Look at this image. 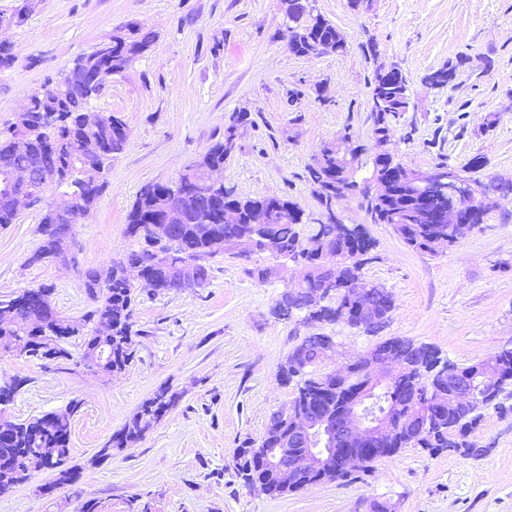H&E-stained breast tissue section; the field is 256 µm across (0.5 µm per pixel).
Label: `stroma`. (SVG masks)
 I'll return each instance as SVG.
<instances>
[{
	"mask_svg": "<svg viewBox=\"0 0 512 512\" xmlns=\"http://www.w3.org/2000/svg\"><path fill=\"white\" fill-rule=\"evenodd\" d=\"M355 12L346 0H318L346 36V53L298 57L288 49L281 0H37L26 20L0 29L14 61L0 68V127L14 120L35 89L57 80L102 39L129 26L157 33L154 46L91 102L117 112L129 138L114 160L95 207L72 228L69 264L32 262L40 244L39 209L0 225V299L46 288L58 313L81 318L93 304L83 274L140 249L127 232L140 188L174 182L224 137L235 112L249 115L223 177L242 195L289 197L305 213L320 207L306 167L321 144L345 127L369 144L370 80L376 67L400 68L410 105L390 151L403 163L461 169L512 179V0H369ZM377 44L376 56L361 49ZM453 66L447 86L423 81ZM328 87L330 105L315 100ZM301 97L289 101L290 91ZM347 224L366 225L375 241L363 278L393 298L385 327L372 336L344 324L310 327L276 319L272 309L300 275L291 260L230 252L209 259L208 284L193 293L136 291L135 355L106 375L80 361H49L0 349V382L22 380L0 416L16 422L74 408L69 436L77 479L54 487L56 473L34 470L0 496V512H512V413L487 410L475 433L486 454L430 455L407 449L374 462L362 479L325 482L272 496L244 484L237 451L260 438L271 413L287 407L295 383L280 364L309 332L334 336L329 372L376 341L408 337L436 347L457 365L512 349V194L458 244L431 254L412 250L391 225L368 223L357 197L338 205ZM272 267L264 280L256 267ZM180 399L136 445L101 453L142 403L162 387Z\"/></svg>",
	"mask_w": 512,
	"mask_h": 512,
	"instance_id": "35a3bbf8",
	"label": "stroma"
}]
</instances>
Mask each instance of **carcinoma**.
<instances>
[{
  "label": "carcinoma",
  "instance_id": "carcinoma-1",
  "mask_svg": "<svg viewBox=\"0 0 512 512\" xmlns=\"http://www.w3.org/2000/svg\"><path fill=\"white\" fill-rule=\"evenodd\" d=\"M286 33L288 46L297 56L308 55L314 42H328L334 45L336 52L343 54L347 50L346 37L331 21L322 14H301L294 10L292 0L284 2ZM156 42V35L144 32L136 27H126L119 35H111L100 42L108 50L112 67L124 63L126 56L137 50L148 51ZM371 90L383 99L382 108L370 114L374 145L384 148L392 134L393 125L409 109L408 86L401 73H387L382 68L374 70L370 81ZM91 99L64 96L57 85H44L29 95L26 114L33 126L36 140L32 154L45 170L53 172L63 170L72 164L78 156L80 143L84 136L93 133L101 136L112 135L110 154L103 157L97 172L100 184L94 188L91 201H97L105 186L106 175L112 162L126 148L128 135L116 131L107 132L104 123L111 117L108 112H96L91 109ZM63 112L70 121L60 126H44L39 123L40 115L46 112ZM247 118L230 116L224 127V140L217 141L207 153V163L213 167L224 168L225 160L235 150L239 129ZM347 133L323 143L318 155L307 166V181L320 206L329 204L336 192V162L345 160ZM356 176L361 179L388 177L392 191L384 200H374L362 196L361 206L374 224H393V229L406 245L420 251L436 253L459 243L460 237L455 224H429L421 217L420 204L412 194V188L400 182L394 174V168L388 160L377 152L366 154L358 164ZM153 196L138 192L131 211L128 214V232L144 241V247L129 252L125 259L141 264L147 284L156 292L169 293L174 287L171 281L173 266L183 260V255L172 257L171 267L158 268L151 261V242L147 220L154 215ZM226 208H234L239 213L238 222H222V213ZM272 209L274 217L269 224H261L256 229L258 252L271 246L279 252L288 253L292 260L300 257L305 261L302 270V283L305 288H318L326 279L327 268L340 261V274L351 284L362 277V269L368 255L375 247V241L367 232L357 233L355 227L346 228L341 224H306L304 210L298 203L264 195L243 196L231 187L226 191L220 206L211 205V198L196 193L185 204V218L176 225L185 251L190 256H203L207 253L209 236L221 235L224 244L230 245L250 230L252 213L258 209ZM50 216L43 213L39 222L42 241L33 260L41 261V254L51 257L60 248L55 240V232L50 230ZM308 225L306 238H301V226ZM94 271L84 274L83 285L94 301L95 307L79 320L71 323L75 335L81 337L82 348H87L97 340L96 323L105 321L112 326V344L110 355L112 369L120 372L133 359V302L134 288L123 277V262L112 263V283L96 294L93 287ZM378 298V319L384 320L392 309L391 294L385 289L373 286ZM59 321L44 318L42 322L22 319L13 323L0 321V332L6 330L11 335L28 333L32 336L33 348L28 355L43 358L40 350L42 337L58 334ZM396 355L413 365V369L392 385L379 392L375 398L378 410L387 409L393 417L403 422L404 430L397 443L389 448H379L371 454L360 457V464L339 475L341 481H351L358 473H366L370 463L383 457L393 456L406 448H422L432 453L455 451L467 456H480L485 452L475 440V432L483 418V411L489 408L499 414L512 410L500 397H493L477 388L473 393L471 413L454 406L451 399L457 395L458 387L465 379L475 374L493 370L498 379L512 384V350H502L479 362L459 366L448 363V371H433L423 380L418 379L419 370L415 368L422 357L421 346L407 337L390 339ZM298 359V374L302 376L294 397L288 408L295 411L313 406L321 408L322 413L335 415L340 403L345 401L341 384L326 377L317 378L304 371L324 360L319 348L311 342H302L288 355V360ZM449 399L448 411L439 417L436 424L429 426L425 422L412 418L413 413L427 403L440 397ZM179 399V394L163 387L154 396L142 403L139 410L130 418L124 428L105 448L109 451L128 448L143 439L145 433L157 423ZM75 407L64 412H52L25 422L0 419V424L9 431L6 438L0 439V495L9 493L16 485L25 482L33 469L49 468L57 470L55 485H67L76 481V473L65 467L70 448L63 447L49 456L42 452L54 445V435L70 433L71 416ZM289 426L280 412L270 415L263 436L276 441L285 439ZM236 470L247 485L259 484L269 495L279 496L298 488L283 487L279 484L273 469L264 460L261 444L253 441L243 443L237 452Z\"/></svg>",
  "mask_w": 512,
  "mask_h": 512
}]
</instances>
